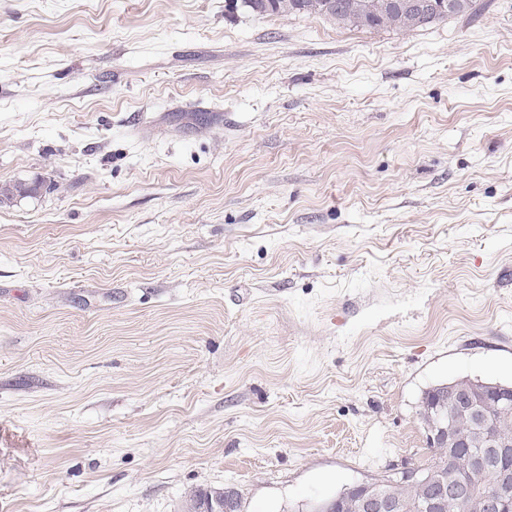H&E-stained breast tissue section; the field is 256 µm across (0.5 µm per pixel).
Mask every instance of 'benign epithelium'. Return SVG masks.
<instances>
[{"label": "benign epithelium", "instance_id": "1", "mask_svg": "<svg viewBox=\"0 0 512 512\" xmlns=\"http://www.w3.org/2000/svg\"><path fill=\"white\" fill-rule=\"evenodd\" d=\"M512 411V387L483 388L458 385L448 388L444 406L426 422L428 441L437 448L448 449V478L434 477L424 471L404 468L403 479H414L424 488L417 501L418 512H442L447 502L463 504L467 512H512V469L489 465L484 456L472 448L481 441L501 458L512 457V437L504 432L488 433L490 408ZM459 411L469 416L463 429L451 418ZM359 496L353 501L331 499L321 506V512H340L349 508L353 512H404L407 505L388 492L378 490L370 481L356 484Z\"/></svg>", "mask_w": 512, "mask_h": 512}]
</instances>
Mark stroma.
Returning <instances> with one entry per match:
<instances>
[{
    "instance_id": "35a3bbf8",
    "label": "stroma",
    "mask_w": 512,
    "mask_h": 512,
    "mask_svg": "<svg viewBox=\"0 0 512 512\" xmlns=\"http://www.w3.org/2000/svg\"><path fill=\"white\" fill-rule=\"evenodd\" d=\"M411 32L0 0V512H309L512 382V0ZM235 490L232 487H225L224 492L219 491H203V490H194L192 491V495L189 496V499L186 501L185 508H197L200 509L204 505L208 504L209 501L214 503L212 504V510L214 512H234V496L233 492ZM224 498L223 502H218Z\"/></svg>"
}]
</instances>
